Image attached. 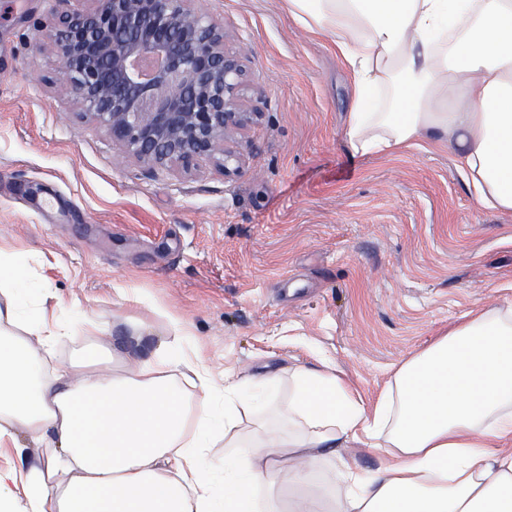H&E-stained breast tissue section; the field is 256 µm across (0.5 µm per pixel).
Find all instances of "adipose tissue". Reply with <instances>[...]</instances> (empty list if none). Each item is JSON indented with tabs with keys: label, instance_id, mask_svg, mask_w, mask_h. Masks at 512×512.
<instances>
[{
	"label": "adipose tissue",
	"instance_id": "obj_1",
	"mask_svg": "<svg viewBox=\"0 0 512 512\" xmlns=\"http://www.w3.org/2000/svg\"><path fill=\"white\" fill-rule=\"evenodd\" d=\"M306 29L326 35L347 71L353 101L346 136L360 155L444 144L466 172L478 208L512 214V0H287ZM18 259L0 257V447L44 444L43 456L0 470V512H259L255 490L289 475L311 493L289 512H512V305L465 314L400 366L365 408L332 365L215 380L200 359L85 349L39 376L44 354L73 327L38 312L35 340L21 323ZM182 376L195 403L173 385ZM297 394L281 412L288 435L269 431L248 457L224 463L215 492L208 449L241 445L242 391L283 379ZM224 401V439L211 431ZM387 448L378 470L346 468L311 484L336 442Z\"/></svg>",
	"mask_w": 512,
	"mask_h": 512
}]
</instances>
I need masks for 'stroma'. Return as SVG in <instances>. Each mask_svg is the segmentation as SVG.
Wrapping results in <instances>:
<instances>
[{"instance_id":"obj_1","label":"stroma","mask_w":512,"mask_h":512,"mask_svg":"<svg viewBox=\"0 0 512 512\" xmlns=\"http://www.w3.org/2000/svg\"><path fill=\"white\" fill-rule=\"evenodd\" d=\"M247 69L237 171L124 158L36 54L57 0H0V252L29 309L82 345L153 358L179 335L215 375L335 363L365 405L482 305L512 303V215L476 208L447 149L355 154L351 86L286 0H197Z\"/></svg>"}]
</instances>
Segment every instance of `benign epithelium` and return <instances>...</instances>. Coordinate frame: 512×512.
<instances>
[{
  "label": "benign epithelium",
  "mask_w": 512,
  "mask_h": 512,
  "mask_svg": "<svg viewBox=\"0 0 512 512\" xmlns=\"http://www.w3.org/2000/svg\"><path fill=\"white\" fill-rule=\"evenodd\" d=\"M40 50L58 61V94L149 169L238 163L229 136L249 118L241 55L195 0H58Z\"/></svg>",
  "instance_id": "obj_1"
}]
</instances>
